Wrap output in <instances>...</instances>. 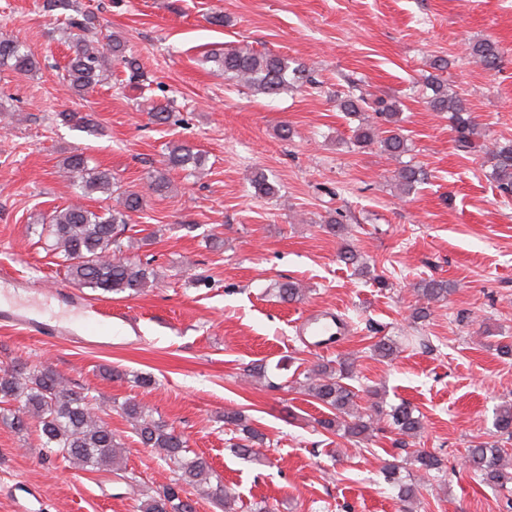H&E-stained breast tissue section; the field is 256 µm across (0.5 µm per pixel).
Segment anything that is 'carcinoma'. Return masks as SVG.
Returning <instances> with one entry per match:
<instances>
[{"instance_id":"cac0c4a2","label":"carcinoma","mask_w":512,"mask_h":512,"mask_svg":"<svg viewBox=\"0 0 512 512\" xmlns=\"http://www.w3.org/2000/svg\"><path fill=\"white\" fill-rule=\"evenodd\" d=\"M49 11H60L61 31L71 43L72 53L64 67V79L70 89L82 94L107 80L110 65H122L130 79L139 77L140 66L126 56L124 41L110 39L108 51H103L96 40L97 16L73 6L72 0H46ZM473 55L488 71L499 68L500 51L491 39L478 41L471 47ZM208 59L223 71L224 77L248 90L266 96L302 88L316 83L302 65L287 57L269 52H255L237 48L212 53ZM30 73L39 69V63L23 46L10 38H0V66ZM431 95L427 104L434 112L448 116V128L463 152L484 154L492 169L491 177L504 194H512V141L489 142L479 130L473 113L464 100L448 90L438 76L426 78ZM340 108L348 116L372 111L375 120L364 121L354 130L353 144L364 148L375 142L383 151L397 158L408 152L407 139L401 133L402 112L393 101H386L362 89L357 84L348 86L340 101ZM390 125L386 136H379L377 120ZM202 153L187 143L174 146L164 160L165 171L152 176L153 192H169L171 182L166 172L180 170L190 174L204 165ZM63 170L77 182L79 195L88 197L96 192L117 194L118 206L93 211L84 205L69 204L54 210L45 226L47 239L54 255L65 268L69 279L81 288H90L106 294H124L133 297L144 292L156 273L149 260L127 255L118 240L127 228L131 214L143 209L144 198L134 190H113L112 173L106 169L89 167L82 154L66 159ZM395 179L409 193L427 179L425 170L416 165L398 169ZM278 296L292 301L300 296L301 288L291 280L275 286ZM417 295L428 302L448 295V284L431 279L416 289ZM353 377V362L345 359L338 366L316 364L305 373L307 394L318 401L327 415L317 420L324 431L341 434L344 438L365 440L374 430V422L381 414L375 403L360 411L357 393L348 380ZM0 404L10 427L19 434L35 429L42 448L51 455H61L93 472L119 473L122 444L104 417L117 411L131 423L135 434L145 448L160 451L162 459L176 474L174 482L149 488L141 493L140 512H194L184 487L204 490L224 512H235V499L221 480H213L209 463L189 448L185 436L175 427L153 417L139 401L128 398L121 403L106 401L94 403L81 389L69 385L49 366L17 365L0 374ZM391 425L408 437L420 435L424 429L423 415L411 404L402 402L388 413ZM224 425L237 442L233 450L248 456L252 448L264 440V435L238 411L224 412ZM495 428L505 441H512V404H505L496 413ZM467 462L482 481L505 487L512 483V454L498 443H481L468 449ZM413 463L429 473L442 469V461L425 450L413 453Z\"/></svg>"}]
</instances>
